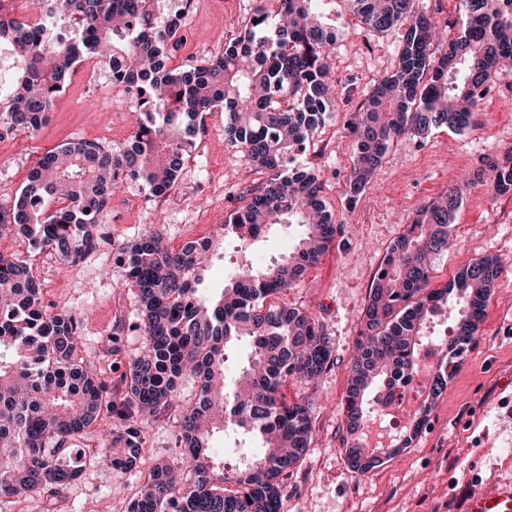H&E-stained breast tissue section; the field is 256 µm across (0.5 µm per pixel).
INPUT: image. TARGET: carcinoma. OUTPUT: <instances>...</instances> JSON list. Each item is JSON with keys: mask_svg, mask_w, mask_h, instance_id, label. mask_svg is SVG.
<instances>
[{"mask_svg": "<svg viewBox=\"0 0 512 512\" xmlns=\"http://www.w3.org/2000/svg\"><path fill=\"white\" fill-rule=\"evenodd\" d=\"M274 2L273 11L258 7L257 22L225 42L221 55L190 69L167 66L180 16L159 27L143 0H36L42 22L34 27L0 9V47L16 60L0 78L3 130L37 132L74 67L91 57L108 65L113 82L136 88L138 99L131 145L66 143L44 153L11 207H0V233L12 230L34 250L77 261L97 243L98 215L112 191L129 181L151 192L175 187L205 116L217 107L224 108L227 144L267 173L215 238L172 249L149 227L121 249L145 339L126 375L123 407L134 420L122 432L112 431V389L80 357V318L49 312L27 261L0 253V502L36 495L51 512L85 461L134 468L143 454L142 425L176 407L188 474L181 479L180 468L155 464L130 512H279L281 485L312 439L310 405L286 401L281 388L317 380L332 345L310 313L268 299L297 286L337 232L318 174L289 163L336 111L327 59L338 27L336 0ZM349 2L366 28L401 30L393 69L348 120L352 207L395 138L472 126L480 92L512 60V0H460L451 35L435 16L416 10L415 0ZM476 176L499 194L511 192L512 149L487 155ZM461 204L456 186L425 204L374 275L344 398L345 456L360 474L385 463L362 445L363 429L380 393L415 366L430 313L439 303L460 309L440 344L437 398L448 386V368L472 347L500 276L499 260L484 256L442 287H429L432 258L452 245ZM259 224L274 231L300 224L305 231L278 262H252L219 294L205 295L200 284L212 252L239 228ZM241 343L249 353L231 374L228 352ZM186 375L199 379V392L184 405L179 382ZM92 425L99 427L96 451L86 460L71 455L69 445ZM219 431L237 440L233 463L209 446Z\"/></svg>", "mask_w": 512, "mask_h": 512, "instance_id": "1", "label": "carcinoma"}]
</instances>
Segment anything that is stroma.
<instances>
[{
    "label": "stroma",
    "mask_w": 512,
    "mask_h": 512,
    "mask_svg": "<svg viewBox=\"0 0 512 512\" xmlns=\"http://www.w3.org/2000/svg\"><path fill=\"white\" fill-rule=\"evenodd\" d=\"M258 4L200 0L170 56L185 68L212 57L225 41L245 31ZM336 15L340 35L329 65L338 108L312 134L296 163L319 173L324 200L340 229L305 279L279 297L322 322L331 338L332 358L315 384L291 381L283 388L287 400L311 402L312 440L282 485L281 512H457L460 496L477 481L512 479V278L496 280L473 348L450 366L448 388L434 401L413 445L369 473L352 471L342 446V400L369 289L388 246L423 203L457 185L462 174L475 172L485 154L512 147V70H503L486 87L474 123L464 133L441 128L424 139L396 140L350 208L346 184L354 154L347 120L374 80L392 69L399 34L367 30L345 0H337ZM96 73L91 85L83 72L70 77L36 136L0 138V206H10L46 151L67 142L105 141L117 148L131 140L135 97L121 96L106 67H97ZM265 179L246 155L226 144L224 115L218 112L206 116L173 189L174 195L189 198L188 206L129 210L128 199L143 197L145 191L139 183L127 182L99 216L96 252L76 266L48 249L28 253L24 239L7 232L12 253L27 258L41 280L47 309L80 317L81 356L110 384L113 398H123L124 376L144 347L136 327L138 297L117 262L122 247L156 218L175 248L186 236H211L247 190ZM462 193L456 244L436 256L430 280L434 288L482 256H500L512 271V192L499 195L479 181ZM143 448L138 468L122 471L103 461L86 467L64 491L62 512H128L147 470L181 458L178 411L145 425Z\"/></svg>",
    "instance_id": "1"
}]
</instances>
